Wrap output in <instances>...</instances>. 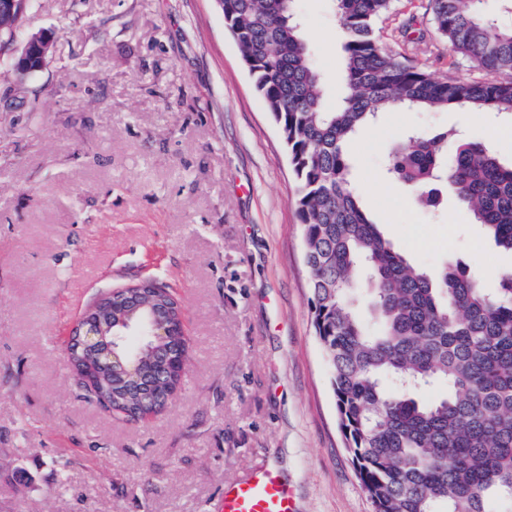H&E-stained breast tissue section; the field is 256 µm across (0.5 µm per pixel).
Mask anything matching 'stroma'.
<instances>
[{"label":"stroma","instance_id":"35a3bbf8","mask_svg":"<svg viewBox=\"0 0 512 512\" xmlns=\"http://www.w3.org/2000/svg\"><path fill=\"white\" fill-rule=\"evenodd\" d=\"M324 103L340 97L332 0H297ZM0 66V512H216L224 483L272 466L296 512H373L344 447L309 306L288 151L214 0H33ZM398 61L484 78L449 51L429 0L378 24ZM493 114L387 112L351 146L352 183L394 247L487 288L512 255L445 195L416 207L383 164L412 129L456 128L512 161ZM151 279L179 300L190 363L160 414L130 422L79 385L66 333L103 294ZM51 33H39L28 37L21 47H15L16 37L2 51L7 55L9 66L20 77H26L45 66L53 47Z\"/></svg>","mask_w":512,"mask_h":512}]
</instances>
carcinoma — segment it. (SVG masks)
<instances>
[{"mask_svg": "<svg viewBox=\"0 0 512 512\" xmlns=\"http://www.w3.org/2000/svg\"><path fill=\"white\" fill-rule=\"evenodd\" d=\"M296 0H221L224 25L236 41L255 92L288 149L298 185L310 273V310L330 373L346 450L374 512H512V272L492 292L460 263L439 280L397 251L365 213L348 179L347 145L395 108L448 109L512 115V28L497 24L482 0H429L437 31L452 52L487 75L481 81L438 79L423 66L384 51L376 22L391 0H334L346 35L344 94L324 108ZM387 177L428 208L444 185L512 253V165L484 142L453 128L417 131L393 151ZM367 286L373 321L352 311ZM138 289L113 303L101 340L121 364L99 369L81 350L75 375H89L98 402L131 418L160 409L180 388L165 344L126 324L154 320L135 307ZM168 372L150 398L130 389L126 370ZM447 387L419 400L414 391Z\"/></svg>", "mask_w": 512, "mask_h": 512, "instance_id": "carcinoma-1", "label": "carcinoma"}]
</instances>
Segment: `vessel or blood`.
<instances>
[{"label":"vessel or blood","instance_id":"obj_1","mask_svg":"<svg viewBox=\"0 0 512 512\" xmlns=\"http://www.w3.org/2000/svg\"><path fill=\"white\" fill-rule=\"evenodd\" d=\"M221 512H294V501L276 471L256 468L225 482Z\"/></svg>","mask_w":512,"mask_h":512}]
</instances>
